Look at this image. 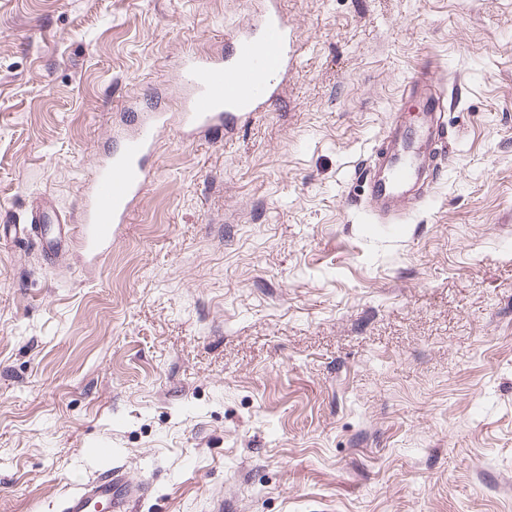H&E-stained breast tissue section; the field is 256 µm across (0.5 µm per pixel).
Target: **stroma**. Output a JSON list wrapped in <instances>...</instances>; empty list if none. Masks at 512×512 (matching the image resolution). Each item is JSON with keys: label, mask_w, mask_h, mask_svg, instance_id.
I'll return each mask as SVG.
<instances>
[{"label": "stroma", "mask_w": 512, "mask_h": 512, "mask_svg": "<svg viewBox=\"0 0 512 512\" xmlns=\"http://www.w3.org/2000/svg\"><path fill=\"white\" fill-rule=\"evenodd\" d=\"M255 0H0V225L74 211L125 101ZM282 100L165 132L98 262L0 240V512L123 467L135 512H512V0H282ZM436 183L361 172L424 62Z\"/></svg>", "instance_id": "obj_1"}]
</instances>
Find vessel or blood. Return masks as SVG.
I'll return each instance as SVG.
<instances>
[{
	"label": "vessel or blood",
	"instance_id": "obj_1",
	"mask_svg": "<svg viewBox=\"0 0 512 512\" xmlns=\"http://www.w3.org/2000/svg\"><path fill=\"white\" fill-rule=\"evenodd\" d=\"M296 34L282 9L281 0H261L256 14L235 29L219 52H195L179 68L182 107L170 113L161 107L140 108L127 102L122 115L127 127L112 152L99 158L95 176L81 203L70 214L41 200L29 223L0 226V234L13 240H36L45 260H54L70 245L69 227L78 230L80 246L88 257L111 244L122 224L128 223L136 201L155 177L147 166L162 133L179 137L220 139L238 123L276 105L283 95L285 78L295 61ZM411 94L420 99L424 121L418 128L393 120L370 158L364 177L375 205L411 199L420 179L427 148L436 143L442 127L437 114L444 101L433 89L430 67H422L409 82ZM145 492L118 466L80 482L62 495L56 512H131Z\"/></svg>",
	"mask_w": 512,
	"mask_h": 512
}]
</instances>
